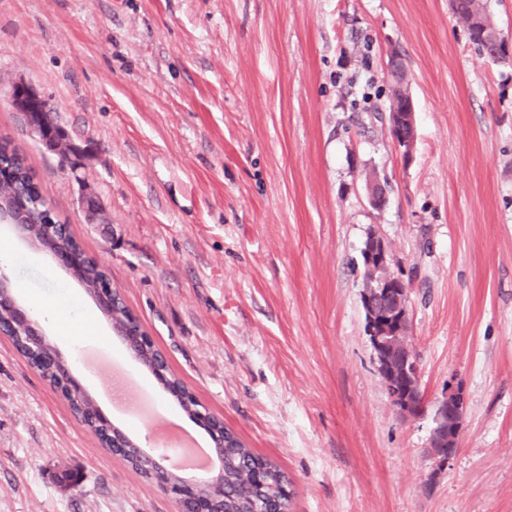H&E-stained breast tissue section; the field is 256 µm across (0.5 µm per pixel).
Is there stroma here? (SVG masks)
<instances>
[{
	"label": "stroma",
	"instance_id": "stroma-1",
	"mask_svg": "<svg viewBox=\"0 0 512 512\" xmlns=\"http://www.w3.org/2000/svg\"><path fill=\"white\" fill-rule=\"evenodd\" d=\"M393 51L408 164L378 116ZM19 81L88 149L78 174L14 107ZM0 135L175 372L287 472L290 512H512V62L480 53L450 0H0ZM87 195L108 225L86 223ZM371 232L408 285L427 405L465 396L441 473L431 415L398 412L365 332ZM0 272L28 312L67 317L66 337L39 325L141 447L108 368L211 447L55 260L16 240ZM66 468L78 486H58ZM176 510L0 336V512Z\"/></svg>",
	"mask_w": 512,
	"mask_h": 512
}]
</instances>
